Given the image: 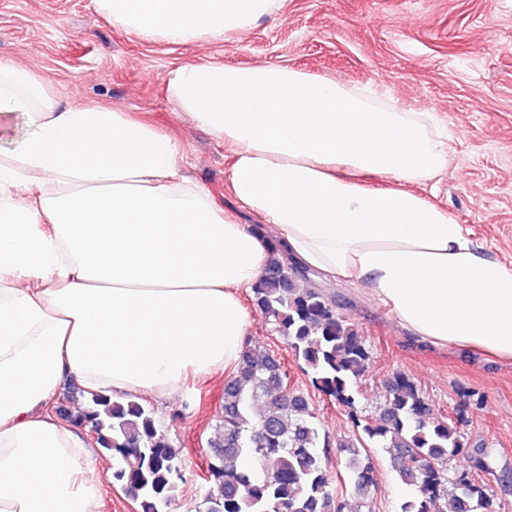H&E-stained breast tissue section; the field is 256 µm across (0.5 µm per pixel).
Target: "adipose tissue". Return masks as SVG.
Masks as SVG:
<instances>
[{
    "instance_id": "1",
    "label": "adipose tissue",
    "mask_w": 512,
    "mask_h": 512,
    "mask_svg": "<svg viewBox=\"0 0 512 512\" xmlns=\"http://www.w3.org/2000/svg\"><path fill=\"white\" fill-rule=\"evenodd\" d=\"M278 0H91L114 24L191 44L248 29ZM168 90L232 148L235 199L290 252L389 307L421 344L512 363V265L408 186L448 162L430 113L374 106L278 66L190 62ZM0 512H97L108 463L60 418L65 379L166 399L237 370L266 238L180 173L182 148L129 113L60 104L0 63ZM372 173L393 182L373 189Z\"/></svg>"
}]
</instances>
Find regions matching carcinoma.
Wrapping results in <instances>:
<instances>
[{
	"mask_svg": "<svg viewBox=\"0 0 512 512\" xmlns=\"http://www.w3.org/2000/svg\"><path fill=\"white\" fill-rule=\"evenodd\" d=\"M286 246L269 243L263 278L252 300L312 375V385L349 409L355 440L332 444L320 431L303 394L287 391V374L267 351L245 345L236 375L224 385L222 433L211 444V489L205 512H352L331 476L332 448L352 449L345 461L354 494L374 486L373 464L360 451H394L407 490L401 512H484L483 487L465 474L439 468L461 447L456 427L430 416L417 386L400 376L375 416L357 414L355 386L369 360L364 338L336 309L323 288L288 274ZM83 403L63 416L95 434L112 456V482L132 493L138 512H169L181 478L179 451L166 437L152 406L133 394L80 391ZM251 465L242 467L239 460Z\"/></svg>",
	"mask_w": 512,
	"mask_h": 512,
	"instance_id": "carcinoma-1",
	"label": "carcinoma"
}]
</instances>
